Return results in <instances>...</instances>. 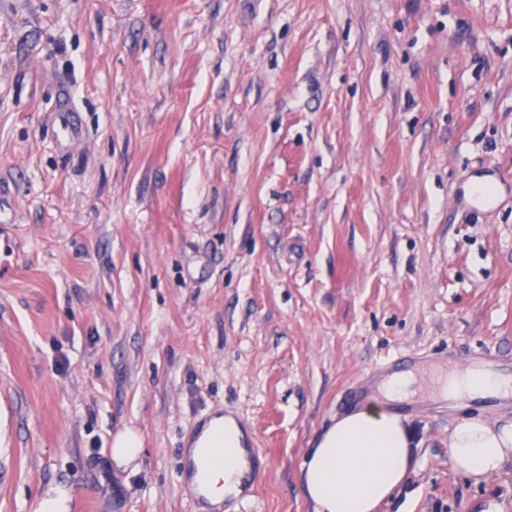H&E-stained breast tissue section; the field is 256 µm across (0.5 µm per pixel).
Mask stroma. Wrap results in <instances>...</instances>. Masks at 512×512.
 I'll return each mask as SVG.
<instances>
[{
  "label": "stroma",
  "mask_w": 512,
  "mask_h": 512,
  "mask_svg": "<svg viewBox=\"0 0 512 512\" xmlns=\"http://www.w3.org/2000/svg\"><path fill=\"white\" fill-rule=\"evenodd\" d=\"M405 354L382 512H512V466L448 463L512 397L436 382L512 373V0H0V512H197L216 411L266 462L229 512H313L308 449ZM438 388L448 399L463 401L476 397L507 396L510 390L508 377L471 369L448 370L437 379ZM141 437L133 429L118 432L112 440V458L120 466L137 460L141 452Z\"/></svg>",
  "instance_id": "stroma-1"
}]
</instances>
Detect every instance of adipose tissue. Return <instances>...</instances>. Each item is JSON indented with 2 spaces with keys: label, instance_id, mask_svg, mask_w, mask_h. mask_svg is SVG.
<instances>
[{
  "label": "adipose tissue",
  "instance_id": "ef3b65f1",
  "mask_svg": "<svg viewBox=\"0 0 512 512\" xmlns=\"http://www.w3.org/2000/svg\"><path fill=\"white\" fill-rule=\"evenodd\" d=\"M412 374H397L382 387L384 405L353 410L337 419L304 460L302 491L314 512H380L416 471V429L387 409L408 396ZM442 395L463 401L505 396L512 379L470 369H452L437 379ZM193 448H219L224 464L210 474L211 504L239 496L252 468L242 430L235 420L218 415L196 435ZM448 460L463 476L476 480L503 471L512 462V423L481 417L461 418L448 434Z\"/></svg>",
  "mask_w": 512,
  "mask_h": 512
}]
</instances>
